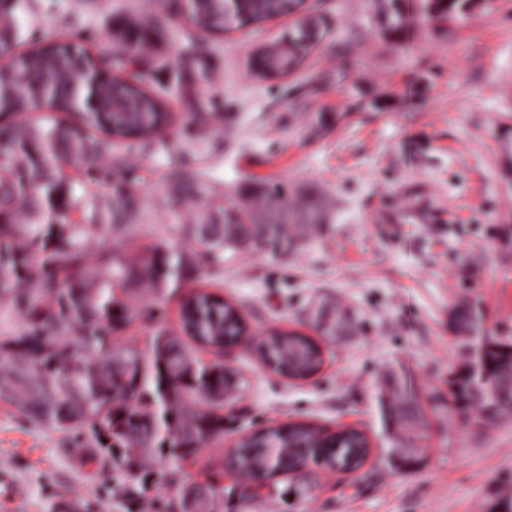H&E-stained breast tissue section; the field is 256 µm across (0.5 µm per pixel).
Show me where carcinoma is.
<instances>
[{
  "label": "carcinoma",
  "mask_w": 512,
  "mask_h": 512,
  "mask_svg": "<svg viewBox=\"0 0 512 512\" xmlns=\"http://www.w3.org/2000/svg\"><path fill=\"white\" fill-rule=\"evenodd\" d=\"M294 0H170L175 12L188 9L194 27L229 31L260 25L292 14ZM21 0H0V48L17 36ZM422 8L452 16L466 10V0H423ZM380 19L387 34L407 43L413 0H382ZM156 24L130 17L119 33V45L142 72L139 81L97 85V106L82 109L80 95L94 76L95 62L83 45L71 39L34 42L0 65V117L29 112L39 92L56 112H77L81 124L49 125L26 121L0 126V393L21 397L34 421L77 434L80 448H122L127 478L138 480V468L156 453H170L173 468L199 448L224 438V363L187 362L193 351L164 327L147 347L119 344L118 333L141 314L146 295L159 297L190 273L209 274L224 265V253L266 247L288 250L290 215L285 203L258 184L243 200L210 198L188 231L190 252L158 250L139 262H124L99 251L107 270L96 277L88 267L92 237L102 232L137 228L140 204L123 185L112 200L100 201L85 224L70 223L81 207L63 182L59 163L78 165L94 182L112 180L102 164L115 141L150 144L161 140L170 114L144 86L153 64ZM324 35L319 19L300 13L284 43L264 49L263 62L274 73L285 71L309 53ZM175 189L188 199L206 185L186 169ZM307 227L323 223L315 198L304 202ZM21 328H11L13 317ZM319 321L330 334L349 333L351 322L339 308H324ZM455 332L474 344L472 360L455 376L453 396L464 409L476 407L475 422L493 424L512 414V339L483 327L480 313L461 302L452 310ZM182 327H190L204 344L220 345L245 330L237 308L208 292L187 298ZM265 357L276 365L312 372L319 364L315 344L295 332L278 331L266 344ZM389 419L398 428L422 424L421 407L406 381L392 383ZM320 434L307 424L267 428L243 443L236 454L239 470L273 465L294 472L316 462ZM367 449L352 435L327 449L326 465L361 464ZM201 512L215 510L214 498L224 487L199 484Z\"/></svg>",
  "instance_id": "1"
}]
</instances>
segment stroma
<instances>
[{"label":"stroma","instance_id":"stroma-1","mask_svg":"<svg viewBox=\"0 0 512 512\" xmlns=\"http://www.w3.org/2000/svg\"><path fill=\"white\" fill-rule=\"evenodd\" d=\"M328 34L292 73L267 79L256 52L286 39L294 19L226 33L195 32L202 63L188 68L181 44L190 24L168 0H29L22 36L32 43L63 31L104 69L117 44L112 21L150 15L159 28L146 86L171 114L163 145L122 147L121 174L142 201L140 226L98 244L119 259L185 250L199 202L171 195V176L191 157L212 195L240 201L248 185L316 196L327 222L294 235L274 256L228 252L222 270L182 283L160 300L162 323L138 320L123 341L146 347L158 326L181 332V304L193 290L238 304L254 332L300 330L323 338L326 360L304 381L268 370L245 347L224 358L242 379L224 403V438L181 467L182 483L219 477L231 486L226 452L273 425L311 422L333 432L363 429L372 455L356 475L313 468L309 482L279 475L231 512H501L512 497V418L476 425L458 407L451 381L468 350L448 329L458 302L512 339V0H469L454 17L418 12L414 48L402 51L380 27L375 0H315ZM187 71L184 84L177 74ZM419 203L425 221L390 214ZM332 301L354 320L349 336H323L313 312ZM413 383L427 425L424 452L405 467L388 450L410 429L392 428L388 377ZM169 459L155 456L138 483L118 448H78L71 435L27 417L0 396V469L21 498L0 512H57L80 499L84 512H172Z\"/></svg>","mask_w":512,"mask_h":512}]
</instances>
